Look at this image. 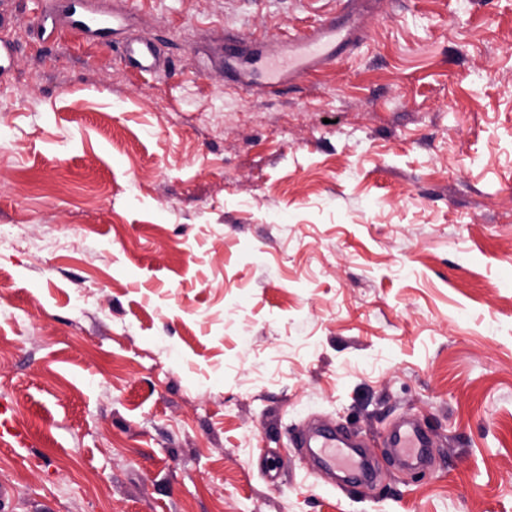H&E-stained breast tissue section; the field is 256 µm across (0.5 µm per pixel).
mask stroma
Here are the masks:
<instances>
[{
  "instance_id": "35a3bbf8",
  "label": "stroma",
  "mask_w": 512,
  "mask_h": 512,
  "mask_svg": "<svg viewBox=\"0 0 512 512\" xmlns=\"http://www.w3.org/2000/svg\"><path fill=\"white\" fill-rule=\"evenodd\" d=\"M83 3L126 21L13 0L0 78L13 512H512V0H352L277 94L236 81L336 0ZM409 419L430 469L385 453ZM321 422L373 485L297 446ZM64 25L69 32L75 36H82L88 33H96L110 29L107 20L92 16L85 12L73 10L64 14ZM126 62L136 68L140 73L151 74L156 72L159 67V57L148 37L131 38L125 46Z\"/></svg>"
}]
</instances>
